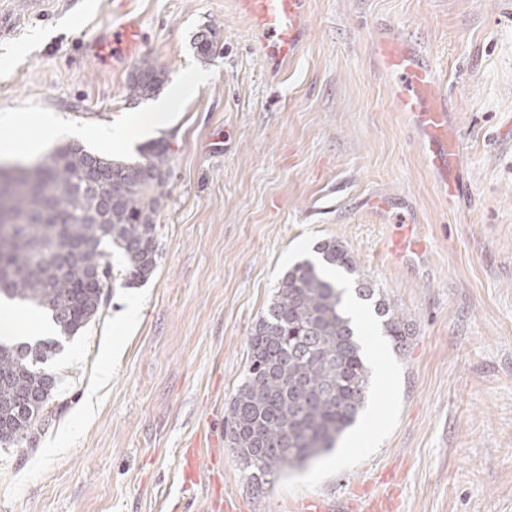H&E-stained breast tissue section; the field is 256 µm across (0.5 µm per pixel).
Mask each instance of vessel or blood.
Masks as SVG:
<instances>
[{
    "label": "vessel or blood",
    "instance_id": "vessel-or-blood-1",
    "mask_svg": "<svg viewBox=\"0 0 512 512\" xmlns=\"http://www.w3.org/2000/svg\"><path fill=\"white\" fill-rule=\"evenodd\" d=\"M241 11L249 17L259 34L265 55L274 63L293 59L304 35L307 0H237ZM141 28L138 17L125 12L118 26L104 31L98 42L90 44V53L100 46L112 47V60L126 64L139 49ZM391 68L401 73L403 81L395 89L401 108L409 112L422 134L428 159L436 171L447 173L457 160L458 148L448 138V110L438 101L431 68L419 54L386 49Z\"/></svg>",
    "mask_w": 512,
    "mask_h": 512
}]
</instances>
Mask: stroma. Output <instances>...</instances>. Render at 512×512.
I'll list each match as a JSON object with an SVG mask.
<instances>
[{
  "instance_id": "35a3bbf8",
  "label": "stroma",
  "mask_w": 512,
  "mask_h": 512,
  "mask_svg": "<svg viewBox=\"0 0 512 512\" xmlns=\"http://www.w3.org/2000/svg\"><path fill=\"white\" fill-rule=\"evenodd\" d=\"M0 141L40 158L75 140L135 159L170 147L147 282L114 288L49 362L58 391L35 445L0 447V512H297L383 490L396 512H512V0H308L297 57L264 55L235 0H0ZM122 11L168 83L205 80L174 121L110 146L131 66L84 43ZM218 47L197 56V33ZM423 51L459 142L447 200L394 102L380 41ZM47 117L45 132L28 120ZM419 259L395 261L408 236ZM353 254L411 327L405 350L360 308L370 392L332 453L251 487L226 438L249 336L276 287L322 241ZM110 379L98 385L97 373ZM194 454L198 484L184 483Z\"/></svg>"
}]
</instances>
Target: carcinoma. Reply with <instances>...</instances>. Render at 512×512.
I'll return each instance as SVG.
<instances>
[{
	"instance_id": "1",
	"label": "carcinoma",
	"mask_w": 512,
	"mask_h": 512,
	"mask_svg": "<svg viewBox=\"0 0 512 512\" xmlns=\"http://www.w3.org/2000/svg\"><path fill=\"white\" fill-rule=\"evenodd\" d=\"M215 32L195 39L196 53L215 52ZM128 78L130 100L154 96L167 80L150 55ZM168 145L159 140L135 160H114L77 141L60 144L43 161L22 168L0 185V299L31 304L47 313L62 338L78 333L105 308L111 288L146 281L156 268L157 218L170 176ZM120 180L125 192L111 186ZM126 261L114 272L109 249ZM320 261L305 260L283 277L251 330L249 367L227 408L229 447L261 477L300 468L331 451L356 420L370 388L369 369L344 289L332 268L350 275L357 262L329 239L317 246ZM355 293L373 301L395 347L407 344L403 314L370 282ZM62 347L52 336L33 343L0 341V446L35 441L37 421L48 418L56 377L46 364Z\"/></svg>"
}]
</instances>
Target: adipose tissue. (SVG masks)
<instances>
[{
  "instance_id": "ef3b65f1",
  "label": "adipose tissue",
  "mask_w": 512,
  "mask_h": 512,
  "mask_svg": "<svg viewBox=\"0 0 512 512\" xmlns=\"http://www.w3.org/2000/svg\"><path fill=\"white\" fill-rule=\"evenodd\" d=\"M203 79V74L197 72L184 75L158 100L153 111L133 113L127 121L114 126L110 134L112 142L119 145L139 133L170 124L176 105L190 97Z\"/></svg>"
}]
</instances>
